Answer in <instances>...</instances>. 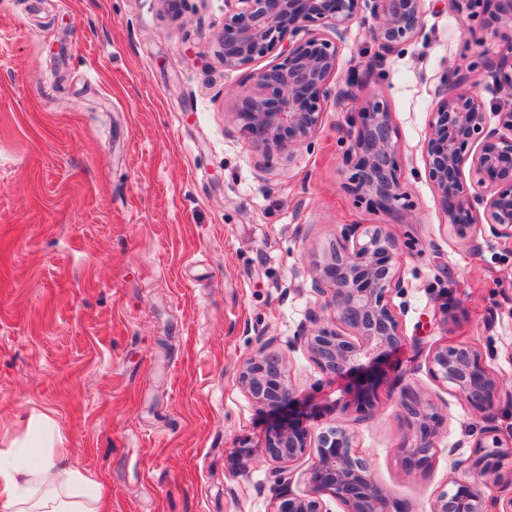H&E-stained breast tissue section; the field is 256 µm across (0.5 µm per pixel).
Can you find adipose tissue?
Segmentation results:
<instances>
[{
	"label": "adipose tissue",
	"mask_w": 512,
	"mask_h": 512,
	"mask_svg": "<svg viewBox=\"0 0 512 512\" xmlns=\"http://www.w3.org/2000/svg\"><path fill=\"white\" fill-rule=\"evenodd\" d=\"M102 485L66 448H0V512H101Z\"/></svg>",
	"instance_id": "adipose-tissue-1"
}]
</instances>
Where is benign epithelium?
I'll list each match as a JSON object with an SVG mask.
<instances>
[{"instance_id":"benign-epithelium-1","label":"benign epithelium","mask_w":512,"mask_h":512,"mask_svg":"<svg viewBox=\"0 0 512 512\" xmlns=\"http://www.w3.org/2000/svg\"><path fill=\"white\" fill-rule=\"evenodd\" d=\"M240 7L224 18L216 35L217 55L224 69L233 70L276 50L286 35L295 36L308 26L332 29L336 38L343 28L369 11L370 36L385 49L397 48L416 38L424 25V0H235ZM467 18L480 17L491 0H455ZM338 65V45L311 36L288 44L281 62L257 74V96L244 111L234 113L251 142L267 151L290 154L309 144L321 124V102L330 97V80ZM493 79L499 101L489 123L479 84L460 86L474 69ZM441 96L432 113L426 145L425 168L436 190L451 232L460 240L476 234L469 189L461 178L464 166L477 177L475 185L491 188L486 201V221L494 236L512 239V63L504 60L472 62L465 70L455 67L440 79ZM350 141L343 164L350 172L346 190L380 211L404 210L398 162V133L391 113L376 97L364 101L350 118ZM342 243L313 270L315 289L324 307L333 313L335 327L318 325L308 316L290 341L323 372L346 376L378 361L402 343L399 318L390 303L392 294L407 291L400 274L396 241L381 227L360 224L341 228ZM432 377L448 385L485 423L474 442L472 455L463 461L471 480L452 482L441 491L432 512H512L506 502L489 499L481 485L503 480L502 444L495 435L498 400L504 384L486 365L482 353L462 343L434 349L428 358ZM239 382L254 402L282 409L295 398L288 381L286 358L260 350L239 370ZM407 430L399 450L411 468L428 469L433 461L440 422L431 405L408 393L401 401ZM354 434L345 425L317 434L299 424L271 428L261 453L272 461L292 463L316 449L308 472V490L302 495L282 494L275 512H325L321 496L340 501L346 512H409L400 500L378 484L369 462L353 449Z\"/></svg>"}]
</instances>
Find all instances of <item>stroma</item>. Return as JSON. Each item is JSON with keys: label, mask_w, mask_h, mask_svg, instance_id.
Listing matches in <instances>:
<instances>
[{"label": "stroma", "mask_w": 512, "mask_h": 512, "mask_svg": "<svg viewBox=\"0 0 512 512\" xmlns=\"http://www.w3.org/2000/svg\"><path fill=\"white\" fill-rule=\"evenodd\" d=\"M231 8L182 0L173 18L159 0H0V448L39 447L47 415L107 512H275L279 493L305 491L312 458L276 485V462L257 455L268 430L340 419L374 478L431 512L481 421L429 354L469 343L512 389V240L451 236L425 172L442 74L504 53L505 17L470 32L446 0H425L421 33L393 50L351 23L330 87L370 75L287 155L257 149L233 118L280 55L225 70L215 36ZM375 93L398 131L406 223L344 188L348 118ZM346 224L395 237L407 291L392 298L401 346L337 377L288 341L322 309L311 270ZM265 344L296 395L276 414L238 382ZM367 384L365 415L354 399ZM410 391L444 418L426 471L398 449Z\"/></svg>", "instance_id": "obj_1"}]
</instances>
